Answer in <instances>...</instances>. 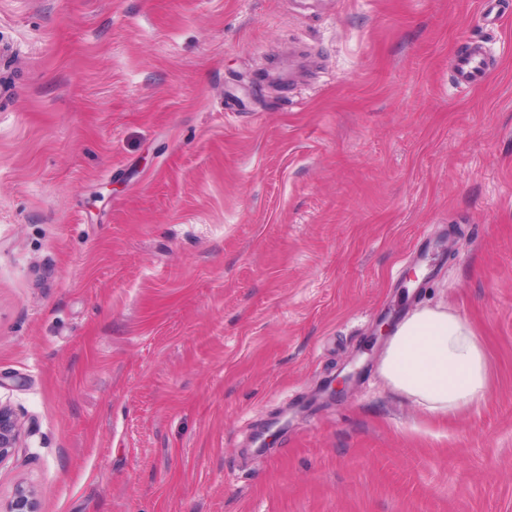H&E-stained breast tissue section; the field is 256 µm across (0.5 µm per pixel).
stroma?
<instances>
[{
  "instance_id": "1",
  "label": "stroma",
  "mask_w": 512,
  "mask_h": 512,
  "mask_svg": "<svg viewBox=\"0 0 512 512\" xmlns=\"http://www.w3.org/2000/svg\"><path fill=\"white\" fill-rule=\"evenodd\" d=\"M501 4L489 25L482 0H0V401L22 426L0 499L512 512ZM470 40L498 64L463 90ZM294 51L307 75L264 82ZM438 305L489 367L445 420L391 391L370 342ZM342 366L352 391L307 406Z\"/></svg>"
}]
</instances>
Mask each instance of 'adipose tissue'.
<instances>
[{
	"mask_svg": "<svg viewBox=\"0 0 512 512\" xmlns=\"http://www.w3.org/2000/svg\"><path fill=\"white\" fill-rule=\"evenodd\" d=\"M388 385L428 413L446 417L480 403L488 391L485 348L454 312L415 311L398 328L381 365Z\"/></svg>",
	"mask_w": 512,
	"mask_h": 512,
	"instance_id": "adipose-tissue-1",
	"label": "adipose tissue"
}]
</instances>
